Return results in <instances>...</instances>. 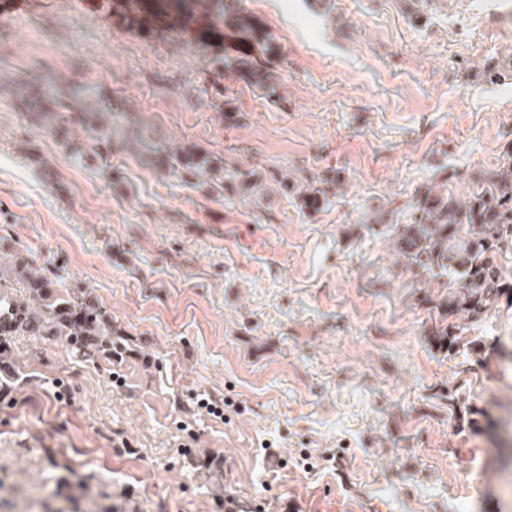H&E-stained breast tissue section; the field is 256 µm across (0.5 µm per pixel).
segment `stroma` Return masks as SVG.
Listing matches in <instances>:
<instances>
[{
  "label": "stroma",
  "mask_w": 512,
  "mask_h": 512,
  "mask_svg": "<svg viewBox=\"0 0 512 512\" xmlns=\"http://www.w3.org/2000/svg\"><path fill=\"white\" fill-rule=\"evenodd\" d=\"M238 2L276 45L277 96L236 77L216 97L209 58L241 48L203 17L0 6V261L89 290L124 346L16 338L0 512H512V305L450 316L465 345L438 350L440 310L367 230L425 185L482 190L512 148L504 0ZM75 85L167 143L343 190L314 212L274 184L255 203L185 179L96 144L60 107ZM204 398L232 406L218 420ZM324 452L335 466L303 468Z\"/></svg>",
  "instance_id": "1"
}]
</instances>
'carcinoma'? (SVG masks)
Here are the masks:
<instances>
[{
    "instance_id": "cac0c4a2",
    "label": "carcinoma",
    "mask_w": 512,
    "mask_h": 512,
    "mask_svg": "<svg viewBox=\"0 0 512 512\" xmlns=\"http://www.w3.org/2000/svg\"><path fill=\"white\" fill-rule=\"evenodd\" d=\"M128 20L147 21L144 0H125ZM160 8L173 13L195 8L209 14L213 21L233 29L241 44L255 53L224 54L211 67L214 84L226 74L250 75L263 89L265 72L272 52L271 37L254 17L237 8L232 0H162ZM73 105L86 110V119L99 120L95 112L98 92L92 86L71 89ZM105 141L126 142L129 135L116 122H104ZM138 152L146 157L160 156L174 171L194 178L206 177L227 185L233 193L249 192L262 185L257 169L230 171L221 159L194 146L174 148L142 134H134ZM282 189L300 188L302 205L318 209L333 190H341L338 175L317 178L302 186L290 184L284 176L277 181ZM404 224H389L387 232L403 268L415 282L431 284L438 292L426 301L447 314L462 311L472 321H480L496 307L502 296L512 298L505 273L499 264L501 255L512 252V153L506 155L489 186L465 200L434 186L422 191L409 207ZM15 336H52L83 357H110L123 346L114 339L112 316L89 291L58 288L42 269L17 255L7 272L0 270V362L5 364ZM439 349L448 351L461 344L460 337L448 333V324L440 322L433 330Z\"/></svg>"
}]
</instances>
